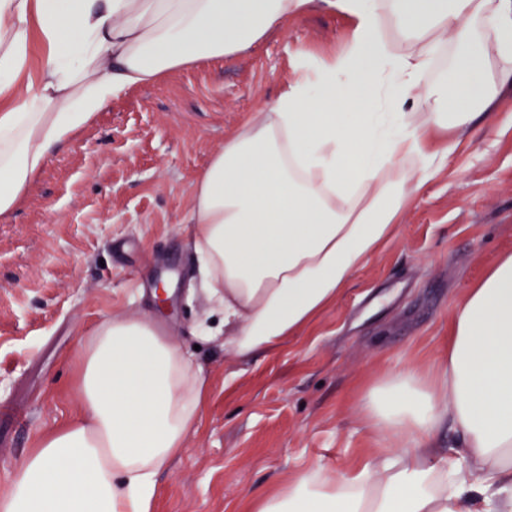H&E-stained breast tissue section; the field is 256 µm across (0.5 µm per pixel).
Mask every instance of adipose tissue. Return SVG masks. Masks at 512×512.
I'll return each instance as SVG.
<instances>
[{
  "label": "adipose tissue",
  "mask_w": 512,
  "mask_h": 512,
  "mask_svg": "<svg viewBox=\"0 0 512 512\" xmlns=\"http://www.w3.org/2000/svg\"><path fill=\"white\" fill-rule=\"evenodd\" d=\"M317 6L354 19L346 48L225 137L183 218L228 351L298 335L393 236L457 131L512 88V0H0V217L113 98ZM73 364L78 409L0 483V512H155L206 373L157 322L124 315L86 331ZM359 407L382 448L298 471L252 512H512V252L457 304L438 365L378 377Z\"/></svg>",
  "instance_id": "ef3b65f1"
}]
</instances>
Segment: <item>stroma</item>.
<instances>
[{
	"mask_svg": "<svg viewBox=\"0 0 512 512\" xmlns=\"http://www.w3.org/2000/svg\"><path fill=\"white\" fill-rule=\"evenodd\" d=\"M352 28L316 9L236 55L125 92L0 217V481L76 408L68 358L118 314L158 318L212 378L186 451L156 478V512H248L300 469L344 471L379 447L357 412L364 388L435 367L457 302L512 251V94L336 304L277 348L239 358L200 335L220 316L182 222L225 135L274 101L300 60L341 52Z\"/></svg>",
	"mask_w": 512,
	"mask_h": 512,
	"instance_id": "obj_1",
	"label": "stroma"
}]
</instances>
